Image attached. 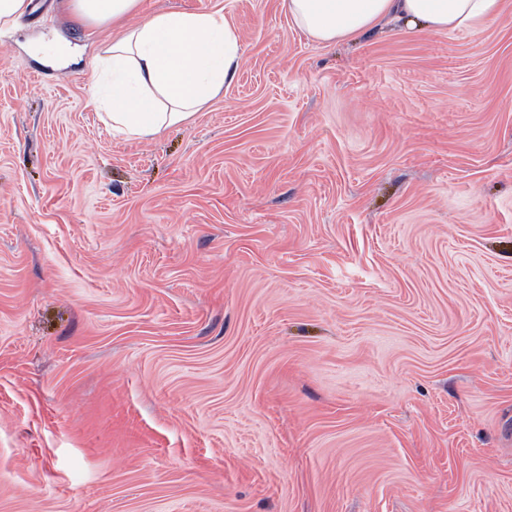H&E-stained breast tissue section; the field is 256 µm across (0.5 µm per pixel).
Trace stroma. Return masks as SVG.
Returning a JSON list of instances; mask_svg holds the SVG:
<instances>
[{
	"label": "stroma",
	"instance_id": "stroma-1",
	"mask_svg": "<svg viewBox=\"0 0 512 512\" xmlns=\"http://www.w3.org/2000/svg\"><path fill=\"white\" fill-rule=\"evenodd\" d=\"M168 9L242 60L151 139L67 0L0 35V512H512V0L330 45Z\"/></svg>",
	"mask_w": 512,
	"mask_h": 512
}]
</instances>
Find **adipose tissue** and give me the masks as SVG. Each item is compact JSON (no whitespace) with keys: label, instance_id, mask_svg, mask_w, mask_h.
Listing matches in <instances>:
<instances>
[{"label":"adipose tissue","instance_id":"adipose-tissue-1","mask_svg":"<svg viewBox=\"0 0 512 512\" xmlns=\"http://www.w3.org/2000/svg\"><path fill=\"white\" fill-rule=\"evenodd\" d=\"M139 0H68L90 28L121 26L103 44L94 69L96 101L113 131L146 139L190 122L224 93L238 70L242 46L223 13L166 10L129 24ZM313 40L334 44L383 28L469 29L495 19L502 0H281Z\"/></svg>","mask_w":512,"mask_h":512}]
</instances>
